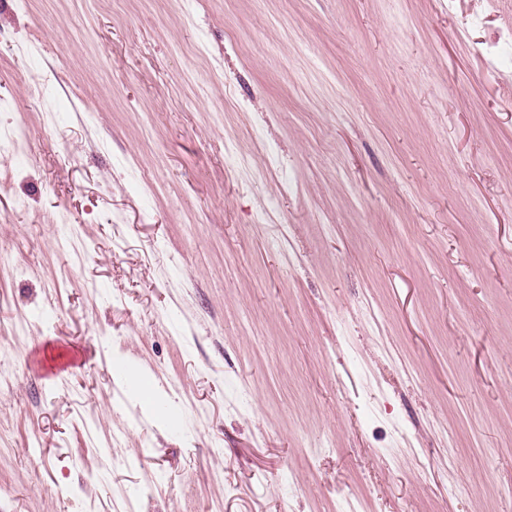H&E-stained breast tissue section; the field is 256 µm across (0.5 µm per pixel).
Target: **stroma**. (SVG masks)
I'll use <instances>...</instances> for the list:
<instances>
[{
	"mask_svg": "<svg viewBox=\"0 0 512 512\" xmlns=\"http://www.w3.org/2000/svg\"><path fill=\"white\" fill-rule=\"evenodd\" d=\"M13 129L0 512H512V0H0Z\"/></svg>",
	"mask_w": 512,
	"mask_h": 512,
	"instance_id": "stroma-1",
	"label": "stroma"
}]
</instances>
